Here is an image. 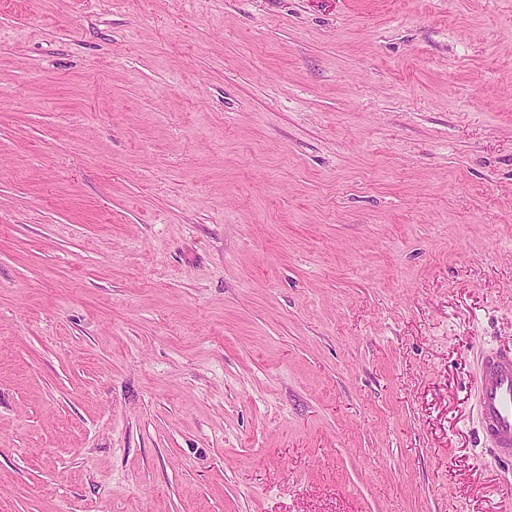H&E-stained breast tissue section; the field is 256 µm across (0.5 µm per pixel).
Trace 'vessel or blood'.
Wrapping results in <instances>:
<instances>
[{
	"label": "vessel or blood",
	"mask_w": 512,
	"mask_h": 512,
	"mask_svg": "<svg viewBox=\"0 0 512 512\" xmlns=\"http://www.w3.org/2000/svg\"><path fill=\"white\" fill-rule=\"evenodd\" d=\"M481 409L483 435L501 455L512 456V354L489 355L484 364Z\"/></svg>",
	"instance_id": "obj_1"
}]
</instances>
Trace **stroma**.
<instances>
[{"instance_id": "obj_1", "label": "stroma", "mask_w": 512, "mask_h": 512, "mask_svg": "<svg viewBox=\"0 0 512 512\" xmlns=\"http://www.w3.org/2000/svg\"><path fill=\"white\" fill-rule=\"evenodd\" d=\"M512 0H0V512H512ZM481 409L483 437L491 439L498 452L512 456V355H489L484 364Z\"/></svg>"}]
</instances>
